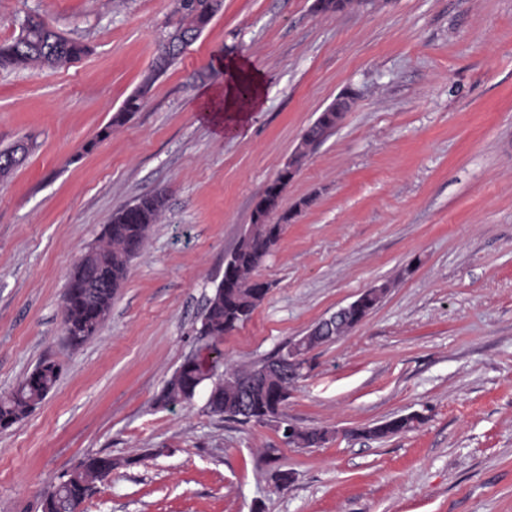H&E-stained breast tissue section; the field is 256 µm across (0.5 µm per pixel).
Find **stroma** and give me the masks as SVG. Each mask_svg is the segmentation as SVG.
Wrapping results in <instances>:
<instances>
[{
    "instance_id": "1",
    "label": "stroma",
    "mask_w": 512,
    "mask_h": 512,
    "mask_svg": "<svg viewBox=\"0 0 512 512\" xmlns=\"http://www.w3.org/2000/svg\"><path fill=\"white\" fill-rule=\"evenodd\" d=\"M35 18L87 46L55 69L0 70V396L42 360L55 389L0 431V512H41L88 453L119 466L80 512H512V0H223L144 107L173 0H0V43ZM246 61L264 99L220 132L202 94ZM352 112L283 194L293 212L255 273L270 289L225 335V363L276 357L364 290L349 334L307 356L284 408L328 430L316 448L272 423L208 411L207 388L161 405L257 199L342 94ZM108 138H101L104 127ZM165 210L98 334L67 345L63 295L85 248L146 194ZM419 413L414 429L360 428ZM287 474L280 483L278 474ZM29 147L27 144L16 143L13 146L0 150V176L8 174L26 157Z\"/></svg>"
}]
</instances>
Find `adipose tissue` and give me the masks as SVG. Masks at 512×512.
I'll use <instances>...</instances> for the list:
<instances>
[{
	"label": "adipose tissue",
	"mask_w": 512,
	"mask_h": 512,
	"mask_svg": "<svg viewBox=\"0 0 512 512\" xmlns=\"http://www.w3.org/2000/svg\"><path fill=\"white\" fill-rule=\"evenodd\" d=\"M225 71L223 88L204 92V110L214 113L217 123L235 129L246 112L259 106L265 82L261 73L242 61L229 64Z\"/></svg>",
	"instance_id": "obj_1"
}]
</instances>
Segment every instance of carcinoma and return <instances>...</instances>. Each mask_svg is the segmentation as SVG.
Masks as SVG:
<instances>
[{
  "mask_svg": "<svg viewBox=\"0 0 512 512\" xmlns=\"http://www.w3.org/2000/svg\"><path fill=\"white\" fill-rule=\"evenodd\" d=\"M179 14L177 26L159 46L151 73L138 92L131 95L104 127L100 136L112 132V126L139 111L154 78L165 72L221 10L222 0H176ZM86 47L70 41L40 20L28 19L19 35L0 44V68L36 71L63 66L85 53ZM336 112L328 107L304 132L301 157L332 131ZM27 144L16 143L0 150V176L8 174L26 157ZM165 206L163 196L146 195L112 217L102 239L87 248L75 264L63 297V324L68 343L77 347L98 335L112 299L124 281L131 259L140 251L151 225L158 222ZM276 245L270 225L253 222L224 265V278L206 300L197 333L205 338L207 355L181 364L179 376L170 378L160 394V401L170 404L194 398L197 390L209 384L207 407L216 415L236 411L240 386L250 370L222 369V354L217 349L224 334L250 319L268 293L269 285L254 278L258 266ZM108 284L106 288L86 287L89 275ZM60 366L52 360L42 361L16 389L0 397V429H8L41 404L60 378ZM297 375L272 377L267 385L248 398V421L265 422L273 415H282L287 401L288 385ZM414 427L404 417L393 418L375 429L373 436L384 438ZM327 440L325 429L296 430L288 445L311 448ZM118 462L108 455L87 454L66 478L51 486L41 500V512H78L89 496L94 483L112 472Z\"/></svg>",
  "mask_w": 512,
  "mask_h": 512,
  "instance_id": "cac0c4a2",
  "label": "carcinoma"
}]
</instances>
